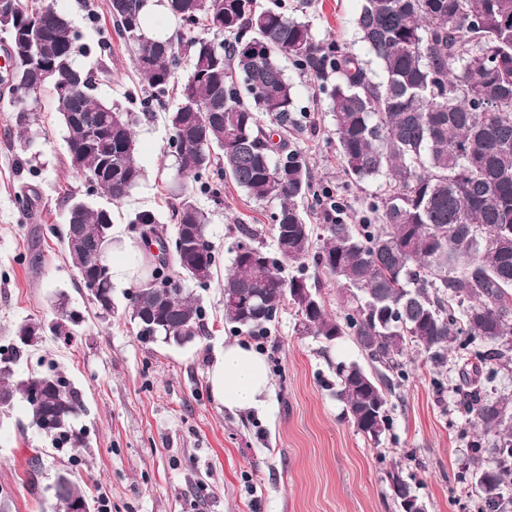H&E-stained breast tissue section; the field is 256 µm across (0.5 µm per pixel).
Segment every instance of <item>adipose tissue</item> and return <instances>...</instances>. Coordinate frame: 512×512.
<instances>
[{"label": "adipose tissue", "instance_id": "1", "mask_svg": "<svg viewBox=\"0 0 512 512\" xmlns=\"http://www.w3.org/2000/svg\"><path fill=\"white\" fill-rule=\"evenodd\" d=\"M209 382L214 398L230 410L263 408L272 391L265 357L237 341L225 345L223 356L209 372Z\"/></svg>", "mask_w": 512, "mask_h": 512}]
</instances>
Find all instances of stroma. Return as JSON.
<instances>
[{
	"label": "stroma",
	"mask_w": 512,
	"mask_h": 512,
	"mask_svg": "<svg viewBox=\"0 0 512 512\" xmlns=\"http://www.w3.org/2000/svg\"><path fill=\"white\" fill-rule=\"evenodd\" d=\"M104 3L54 0L81 35L78 64L100 74L97 96L135 111L139 104L128 93L144 82L129 49L113 41ZM284 3L300 7V19L318 38H334L366 56L354 28L359 0ZM285 72L299 111L318 127L316 136L298 142L314 188L344 195L348 215L359 217L379 194V182L348 184L325 97L293 67ZM25 103L33 111L28 144L15 134L9 96L0 97V348L13 342L23 321L44 325L18 369L27 374L56 368L80 391L78 425L88 445L53 449L25 405L16 404L0 421V496L11 497L12 512H52L53 484L61 473L83 488L91 512L105 503L111 512H398L386 479L395 464L411 477L428 512H478L467 450L475 424L459 404L457 354L438 369L425 354L410 351L406 378L393 379L387 393L391 427L374 441L357 430L336 396V365L366 367L369 359L352 337L329 342L301 332L287 304L266 334L250 339L268 360L273 391L267 407L230 411L213 397L208 370L225 342L239 337L224 321V271L239 225L260 230L265 247H272L273 203L256 201L230 183L221 203L200 197L212 215L216 257L213 281L195 290L205 311L204 336L180 347L142 342L130 318L131 282L113 288L115 311L100 315L61 241L65 201L83 196L84 178L69 165L51 93ZM136 132L144 179L121 202L92 198L111 209L114 232L135 249L141 243L131 216L151 209L167 217L170 191L179 182L162 113L140 117ZM31 182L41 201L26 218L16 196ZM61 293L68 311L80 317L69 342L50 331L61 320L54 305ZM35 455L40 466L34 471L28 461Z\"/></svg>",
	"instance_id": "1"
}]
</instances>
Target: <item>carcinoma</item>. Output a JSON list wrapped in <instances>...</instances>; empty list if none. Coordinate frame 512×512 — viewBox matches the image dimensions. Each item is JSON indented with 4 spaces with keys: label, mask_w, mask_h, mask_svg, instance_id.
Here are the masks:
<instances>
[{
    "label": "carcinoma",
    "mask_w": 512,
    "mask_h": 512,
    "mask_svg": "<svg viewBox=\"0 0 512 512\" xmlns=\"http://www.w3.org/2000/svg\"><path fill=\"white\" fill-rule=\"evenodd\" d=\"M0 14V32L12 37L11 75L0 77V95L17 99L48 89L66 130V151L82 154L84 179L101 177L99 192L118 201L139 184L143 170L130 112L97 97V76L76 63L78 34L71 20L47 0H12ZM148 0H106L115 36L131 48L147 85L140 99L150 115L175 94L164 112L178 174L194 185L173 195V232L210 237L209 211L198 196L220 198L228 180L249 197L276 204L271 213L274 250L256 243L246 226L224 275V320L263 333L290 303L302 331L333 341L351 336L376 375L358 364L336 365V395L359 432L379 441L390 428L385 387L389 375H406V355L416 346L437 367L448 352L463 351V406L483 433L468 440L480 512H512V399L486 398L478 385L512 367V0H361L359 39L371 61L332 40H318L306 21L286 15L281 3L257 0H163L178 23L175 36L146 33ZM319 82L336 131L345 175L358 184L384 179L381 194L362 222L345 217L343 196L329 189L314 195L324 236L311 247L307 213L298 200L311 192L306 159L294 146L304 132L296 94L281 60ZM190 69L184 80L178 71ZM52 64L63 85L42 78ZM104 126L92 139L72 116ZM32 113L17 110L18 134L30 141ZM40 200L25 186L18 203L25 214ZM63 236L66 252L90 302L114 312L112 280L87 267L93 250L112 248V212L71 198ZM130 223L162 234L153 210L135 212ZM150 277L129 306L145 342L183 346L205 334L202 306L183 283L213 278L214 253L174 251L148 260ZM314 272L343 286L346 311L330 315ZM44 333L25 322L16 344L0 350V414L24 401V388L43 386V400L28 405L42 433L72 448L87 446L76 427L83 409L79 391L49 370L15 377L14 365ZM480 343L481 347L474 346ZM86 496L62 474L54 487L53 512H71Z\"/></svg>",
    "instance_id": "cac0c4a2"
}]
</instances>
